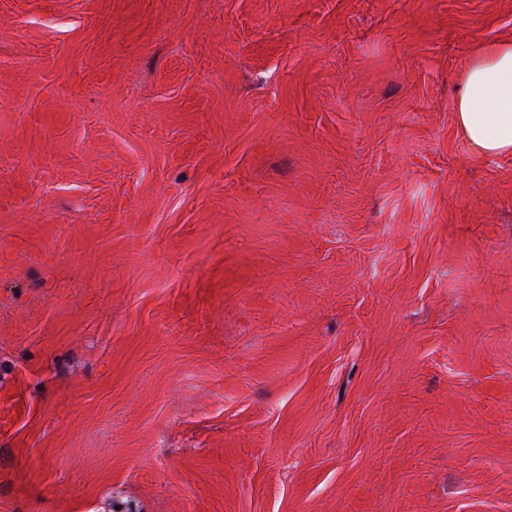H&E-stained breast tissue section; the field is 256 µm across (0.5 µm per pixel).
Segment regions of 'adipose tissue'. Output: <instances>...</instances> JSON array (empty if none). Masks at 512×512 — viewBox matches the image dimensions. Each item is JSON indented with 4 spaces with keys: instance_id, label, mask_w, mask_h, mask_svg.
<instances>
[{
    "instance_id": "obj_1",
    "label": "adipose tissue",
    "mask_w": 512,
    "mask_h": 512,
    "mask_svg": "<svg viewBox=\"0 0 512 512\" xmlns=\"http://www.w3.org/2000/svg\"><path fill=\"white\" fill-rule=\"evenodd\" d=\"M456 122L476 154L512 155V41L484 44L474 55L456 98Z\"/></svg>"
}]
</instances>
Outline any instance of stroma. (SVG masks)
Returning <instances> with one entry per match:
<instances>
[{"mask_svg": "<svg viewBox=\"0 0 512 512\" xmlns=\"http://www.w3.org/2000/svg\"><path fill=\"white\" fill-rule=\"evenodd\" d=\"M512 0H0V512H512ZM456 122L476 154L512 155V41L484 44L474 55L456 98Z\"/></svg>", "mask_w": 512, "mask_h": 512, "instance_id": "stroma-1", "label": "stroma"}]
</instances>
